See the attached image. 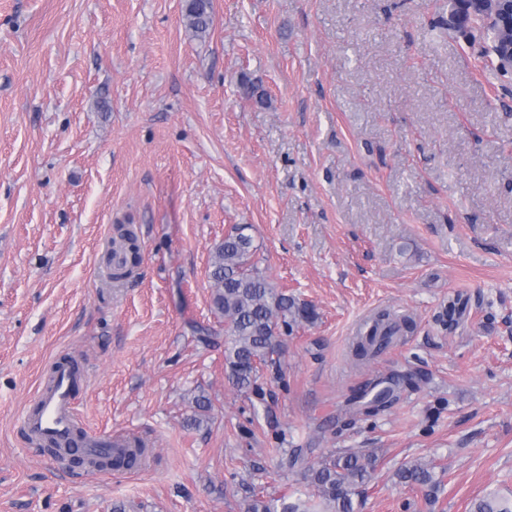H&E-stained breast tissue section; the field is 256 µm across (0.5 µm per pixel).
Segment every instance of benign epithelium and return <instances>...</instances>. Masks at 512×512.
Masks as SVG:
<instances>
[{"mask_svg":"<svg viewBox=\"0 0 512 512\" xmlns=\"http://www.w3.org/2000/svg\"><path fill=\"white\" fill-rule=\"evenodd\" d=\"M455 3L463 21H477L490 34L486 53L494 56L496 70L512 73V0H455Z\"/></svg>","mask_w":512,"mask_h":512,"instance_id":"7a95c632","label":"benign epithelium"}]
</instances>
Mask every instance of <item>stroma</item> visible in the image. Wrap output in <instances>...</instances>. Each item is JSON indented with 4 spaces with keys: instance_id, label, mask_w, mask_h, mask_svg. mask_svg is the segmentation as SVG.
<instances>
[{
    "instance_id": "stroma-1",
    "label": "stroma",
    "mask_w": 512,
    "mask_h": 512,
    "mask_svg": "<svg viewBox=\"0 0 512 512\" xmlns=\"http://www.w3.org/2000/svg\"><path fill=\"white\" fill-rule=\"evenodd\" d=\"M185 4L0 0V512H242L307 493L290 448L375 452L359 512L512 507V74L451 0H213L202 38ZM120 223L141 261L114 283ZM237 224L317 313L247 390L201 340L224 328L210 258ZM382 309L413 330L356 359ZM64 354L84 427L142 437L145 468L28 445L17 419ZM380 381L390 406L351 404ZM416 461L436 502L396 476Z\"/></svg>"
}]
</instances>
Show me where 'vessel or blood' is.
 Segmentation results:
<instances>
[{
    "label": "vessel or blood",
    "instance_id": "vessel-or-blood-1",
    "mask_svg": "<svg viewBox=\"0 0 512 512\" xmlns=\"http://www.w3.org/2000/svg\"><path fill=\"white\" fill-rule=\"evenodd\" d=\"M85 375L75 373L64 361H57L52 373L41 385L32 407L25 410L21 428L32 443L60 448L62 457L89 452L92 441L79 436L75 407L76 389Z\"/></svg>",
    "mask_w": 512,
    "mask_h": 512
}]
</instances>
